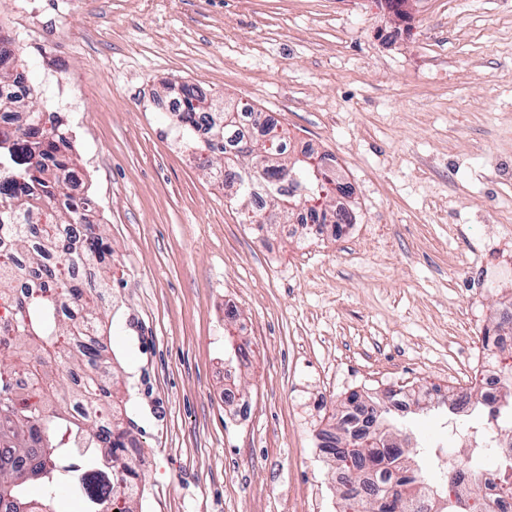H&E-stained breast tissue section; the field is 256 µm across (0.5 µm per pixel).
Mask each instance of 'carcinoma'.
<instances>
[{
	"mask_svg": "<svg viewBox=\"0 0 512 512\" xmlns=\"http://www.w3.org/2000/svg\"><path fill=\"white\" fill-rule=\"evenodd\" d=\"M182 97V109L173 113L181 127L208 122V137L194 144L202 167L214 166L213 154L226 155L216 179L241 199L254 198L256 189L274 181L293 183L295 194H270L271 208L286 219L296 209L306 210L323 232L328 209L315 201L332 199L326 184L336 181L334 170L315 164L311 152L285 160L271 139L241 138L229 150L224 136L236 131L239 106L226 105L216 115L206 95L189 85L182 87ZM0 110L29 117L16 134H0V164L15 169V177L0 179V504L10 512H57L55 503L68 490L81 495L86 512H137L139 486L124 479L107 482V473L124 465L129 435L120 405L110 403V372L99 369L106 362L103 351L91 338L98 321L91 304L97 289L111 288L110 278H84L67 265L79 251L102 262L112 248L93 219V199L77 203L64 196L74 170L66 132L43 127L25 93L0 97ZM44 208L52 210L47 222H28ZM66 343L72 347L71 387L62 386L54 370ZM70 398L86 412L60 410V402ZM347 402L363 424L356 428L339 417L344 439L324 449L335 463L348 461L363 476L359 487L342 492L341 512H433L449 485L455 500L444 512H495L471 478L477 468L471 461L439 483L425 475L397 476L403 449L387 437L391 412L355 392ZM31 484L38 486L35 498L28 492Z\"/></svg>",
	"mask_w": 512,
	"mask_h": 512,
	"instance_id": "1",
	"label": "carcinoma"
}]
</instances>
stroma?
<instances>
[{
    "instance_id": "obj_1",
    "label": "stroma",
    "mask_w": 512,
    "mask_h": 512,
    "mask_svg": "<svg viewBox=\"0 0 512 512\" xmlns=\"http://www.w3.org/2000/svg\"><path fill=\"white\" fill-rule=\"evenodd\" d=\"M36 2L43 37L23 18L10 35L40 111L76 96L72 153L112 247L99 334L150 460L139 512H336L316 435L350 393L431 380L392 420L433 472L415 442L476 421L450 411L466 339L512 304V0H408L419 34L389 42L399 19L372 0ZM185 85L277 110L289 157L334 158L355 224L240 223L172 139L162 101Z\"/></svg>"
}]
</instances>
